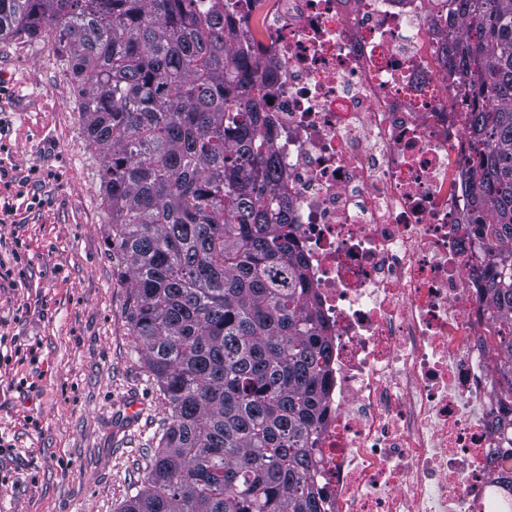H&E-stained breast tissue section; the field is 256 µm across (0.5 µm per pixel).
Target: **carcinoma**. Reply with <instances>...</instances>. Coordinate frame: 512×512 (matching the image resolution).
<instances>
[{
  "label": "carcinoma",
  "instance_id": "cac0c4a2",
  "mask_svg": "<svg viewBox=\"0 0 512 512\" xmlns=\"http://www.w3.org/2000/svg\"><path fill=\"white\" fill-rule=\"evenodd\" d=\"M472 82L497 395L512 409V0H455ZM49 36L82 78L138 353L170 411L120 512H323L331 357L262 116L263 58L195 0H0V39Z\"/></svg>",
  "mask_w": 512,
  "mask_h": 512
}]
</instances>
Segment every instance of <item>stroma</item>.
Here are the masks:
<instances>
[{
	"label": "stroma",
	"mask_w": 512,
	"mask_h": 512,
	"mask_svg": "<svg viewBox=\"0 0 512 512\" xmlns=\"http://www.w3.org/2000/svg\"><path fill=\"white\" fill-rule=\"evenodd\" d=\"M100 152L70 65L49 39L0 40V512H119L146 477L167 413L110 252ZM22 241L25 256L10 251ZM144 415L128 425L130 397Z\"/></svg>",
	"instance_id": "stroma-1"
}]
</instances>
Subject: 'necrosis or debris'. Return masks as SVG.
<instances>
[{"label":"necrosis or debris","instance_id":"necrosis-or-debris-1","mask_svg":"<svg viewBox=\"0 0 512 512\" xmlns=\"http://www.w3.org/2000/svg\"><path fill=\"white\" fill-rule=\"evenodd\" d=\"M454 0H239L272 74L270 148L332 342L317 433L325 512H494L481 234L461 172L473 103L440 51Z\"/></svg>","mask_w":512,"mask_h":512}]
</instances>
